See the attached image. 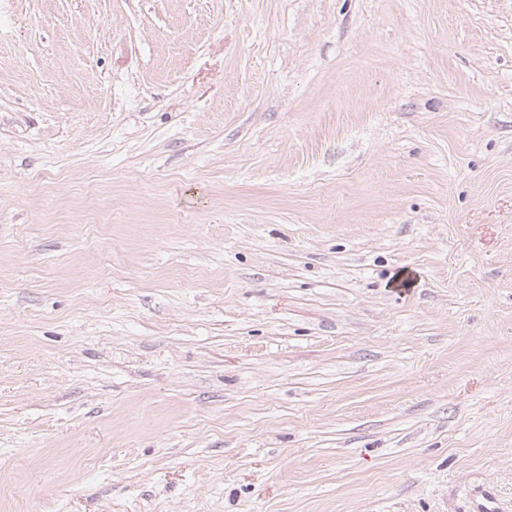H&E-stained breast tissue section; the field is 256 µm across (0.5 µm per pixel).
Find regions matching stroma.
I'll return each mask as SVG.
<instances>
[{"mask_svg":"<svg viewBox=\"0 0 512 512\" xmlns=\"http://www.w3.org/2000/svg\"><path fill=\"white\" fill-rule=\"evenodd\" d=\"M512 506V0H0V512Z\"/></svg>","mask_w":512,"mask_h":512,"instance_id":"35a3bbf8","label":"stroma"}]
</instances>
